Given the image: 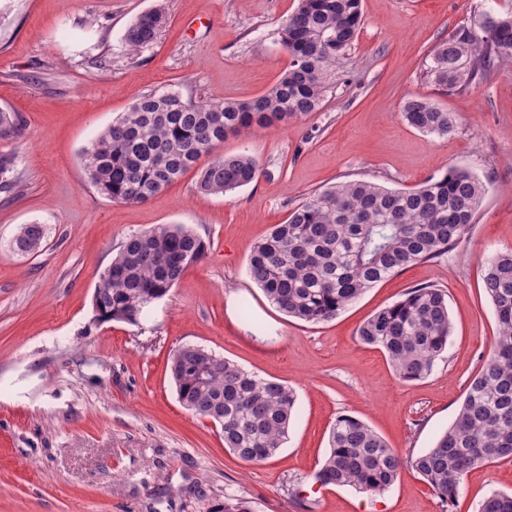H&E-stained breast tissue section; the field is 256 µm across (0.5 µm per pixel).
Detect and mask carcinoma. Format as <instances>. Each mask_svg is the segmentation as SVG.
<instances>
[{"label":"carcinoma","mask_w":512,"mask_h":512,"mask_svg":"<svg viewBox=\"0 0 512 512\" xmlns=\"http://www.w3.org/2000/svg\"><path fill=\"white\" fill-rule=\"evenodd\" d=\"M361 3L299 0L280 30L288 69L259 96L196 103L168 88L136 100L83 150L91 185L112 201L142 203L193 168L197 188L206 194H225L256 181L262 170L249 154L216 156L202 167L199 161L230 135L286 125L318 111L329 68L361 29ZM496 18L487 29L459 28L438 43L425 68L429 82L457 93L512 65V12ZM166 23L161 2L138 16L125 34L129 51L152 46ZM403 116L438 137L455 128L453 113L418 97L405 101ZM18 130L16 114L0 109V140L12 139ZM16 166L15 153H0V192L8 197L21 191ZM484 194L483 182L458 168L414 190L370 181L337 183L313 193L253 246L249 275L288 315L308 323L329 321L377 283L454 249L474 223ZM45 238L41 224H23L12 246L31 255ZM205 255L202 238L181 224H160L129 237L97 285L100 320L138 321ZM483 267L497 336L453 423L431 448L407 462L366 423L339 416L315 482L380 493L408 463L442 502L452 503L467 473L512 460V248L485 258ZM451 331L445 291L420 285L372 315L358 336L381 348L398 378L411 382L432 372ZM168 368L183 407L206 419L219 413L225 448L249 463L277 454L295 412L296 398L287 385L212 352L200 359L192 344L176 349ZM481 512H512V494L491 492Z\"/></svg>","instance_id":"carcinoma-1"}]
</instances>
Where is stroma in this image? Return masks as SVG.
I'll return each mask as SVG.
<instances>
[{"label":"stroma","mask_w":512,"mask_h":512,"mask_svg":"<svg viewBox=\"0 0 512 512\" xmlns=\"http://www.w3.org/2000/svg\"><path fill=\"white\" fill-rule=\"evenodd\" d=\"M155 0H0V109L20 134L23 193L0 194V512H212L225 498L251 512H479L512 492V461L464 476L443 505L406 464L388 491L320 486L313 475L342 415L371 426L403 458L430 448L453 422L490 356L497 322L483 259L512 248V66L452 95L423 76L434 46L512 0H362L363 25L331 68L317 112L229 137L258 180L226 195L197 189L189 171L150 200L126 204L88 183L80 155L132 103L176 87L193 101H244L270 89L290 57L280 42L298 0H166L157 42L129 54V23ZM411 97L456 117L444 137L401 117ZM452 168L486 186L474 224L448 254L366 291L335 319L307 323L274 306L250 278L253 246L309 195L369 180L411 190ZM46 227L39 252L12 249L20 225ZM184 224L205 242L138 322H102L93 294L132 235ZM426 284L448 294L452 334L425 378L406 382L359 327ZM185 344L293 388L298 411L279 453L247 463L220 425L180 404L166 372Z\"/></svg>","instance_id":"stroma-1"}]
</instances>
